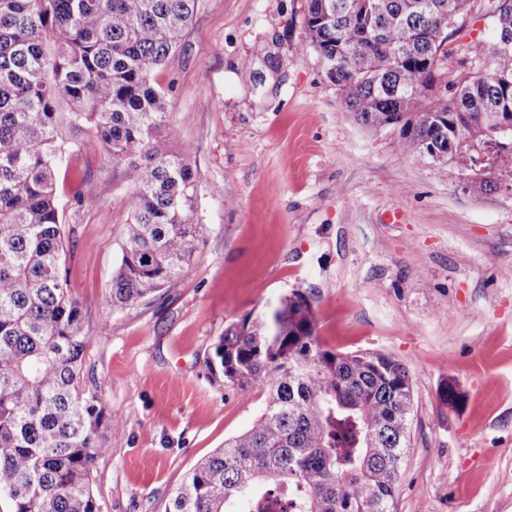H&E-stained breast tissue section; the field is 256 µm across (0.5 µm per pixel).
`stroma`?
Instances as JSON below:
<instances>
[{
    "instance_id": "stroma-1",
    "label": "stroma",
    "mask_w": 512,
    "mask_h": 512,
    "mask_svg": "<svg viewBox=\"0 0 512 512\" xmlns=\"http://www.w3.org/2000/svg\"><path fill=\"white\" fill-rule=\"evenodd\" d=\"M306 12L307 0H199L156 75L169 90L161 146H190L205 227L174 287L107 306L131 188L102 152L71 153L57 173L64 267L90 330L82 381L119 419L93 469L100 512H165L185 474L250 427L265 392L224 386L206 358L226 326L295 290L324 348L409 370L393 512H512V190L466 192L453 167L359 125L303 46ZM491 36L467 18L449 73L478 68L476 41ZM83 177L97 202L77 209ZM448 379L460 410L438 402Z\"/></svg>"
}]
</instances>
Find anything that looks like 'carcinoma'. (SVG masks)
Returning a JSON list of instances; mask_svg holds the SVG:
<instances>
[{
    "label": "carcinoma",
    "mask_w": 512,
    "mask_h": 512,
    "mask_svg": "<svg viewBox=\"0 0 512 512\" xmlns=\"http://www.w3.org/2000/svg\"><path fill=\"white\" fill-rule=\"evenodd\" d=\"M477 0H308L306 46L356 122L396 129L401 153L512 172V5L489 15L483 69L440 65ZM198 0H0V493L13 512H99L93 467L118 423L81 384L89 342L62 267L56 174L66 152L105 151L132 187L114 309L176 284L203 238L191 148L160 147L156 82ZM444 155L439 162L430 154ZM96 201L87 180L72 197ZM241 392L261 388L251 428L198 461L166 512H393L410 447L409 372L379 351L322 347L298 290L224 328L206 360Z\"/></svg>",
    "instance_id": "1"
}]
</instances>
